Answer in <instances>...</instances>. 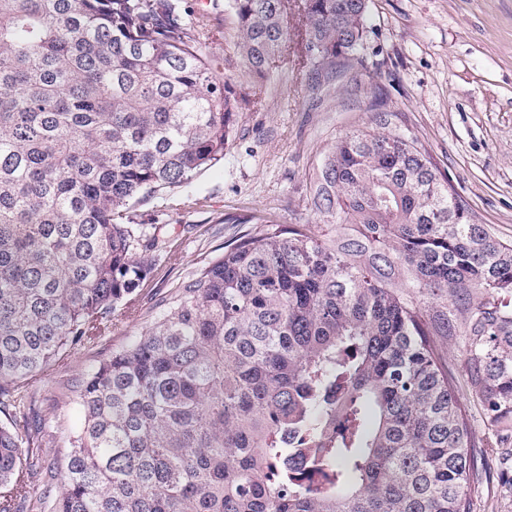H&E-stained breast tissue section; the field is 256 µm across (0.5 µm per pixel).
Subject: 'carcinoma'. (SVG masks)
Returning <instances> with one entry per match:
<instances>
[{
	"mask_svg": "<svg viewBox=\"0 0 512 512\" xmlns=\"http://www.w3.org/2000/svg\"><path fill=\"white\" fill-rule=\"evenodd\" d=\"M367 5L227 0L259 78L294 38L332 76ZM249 104L183 0H0V512H471L492 441L438 341L461 337L512 436V242L380 97L313 169L327 231L236 218L262 228L67 385L83 424L59 490L33 493L29 384L135 310L162 244L132 209L223 160Z\"/></svg>",
	"mask_w": 512,
	"mask_h": 512,
	"instance_id": "obj_1",
	"label": "carcinoma"
}]
</instances>
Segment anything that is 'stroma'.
<instances>
[{"label":"stroma","mask_w":512,"mask_h":512,"mask_svg":"<svg viewBox=\"0 0 512 512\" xmlns=\"http://www.w3.org/2000/svg\"><path fill=\"white\" fill-rule=\"evenodd\" d=\"M200 21L225 81L254 94L241 112L223 162L202 170L189 186L137 205L139 224L164 225L161 255L147 254L152 272L142 284L139 312L36 380L32 410L42 436L64 451L82 422L65 403L67 381L139 336L156 303L225 242L253 232L240 216L260 214L277 224L313 221L309 182L324 147L364 125L383 96L402 113L434 162L466 198L479 223L512 239V0H368L364 52L340 60L336 75L309 85L291 45L270 80L251 82L237 51V29L224 0H185ZM443 362L458 380L476 440L492 436L466 385L459 340L440 343ZM480 478L471 486L472 512H512V488L500 474L512 450L479 448Z\"/></svg>","instance_id":"35a3bbf8"}]
</instances>
